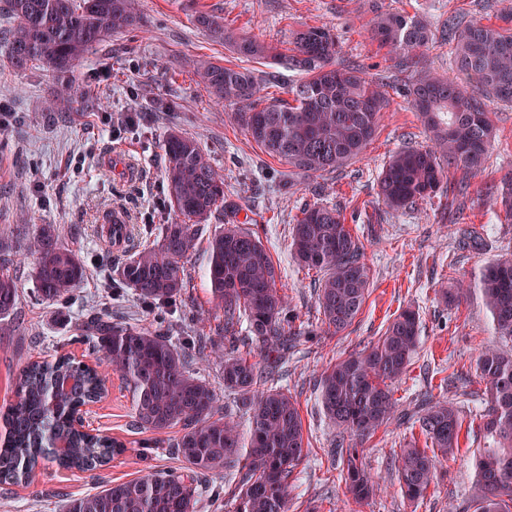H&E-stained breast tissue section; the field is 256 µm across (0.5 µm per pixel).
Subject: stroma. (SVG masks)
Wrapping results in <instances>:
<instances>
[{
	"label": "stroma",
	"mask_w": 512,
	"mask_h": 512,
	"mask_svg": "<svg viewBox=\"0 0 512 512\" xmlns=\"http://www.w3.org/2000/svg\"><path fill=\"white\" fill-rule=\"evenodd\" d=\"M142 28L112 34L80 61L76 86L93 105L85 112L54 108L60 84L34 64L14 66L8 38L17 25L0 0V104L8 127L0 132V271L18 287L14 311L0 317V410L16 399V378L28 362L59 354L93 363L96 353L76 339L75 323L104 308L114 319L138 326L154 316L130 289L112 287L124 259L109 243L101 217L121 210L135 242L158 241L161 225L174 221L164 207L166 136L173 131L195 137L212 166L224 177L228 202L250 210L253 228L271 256L276 284L301 322L314 324L318 311L315 274L303 270L290 249L291 227L301 209L325 204L340 210L363 247L370 268V294L353 324L339 336L319 335L288 359L289 394L296 398L309 441L297 466L289 512H457L474 492V462L486 447L478 414L486 386L477 372L485 348L502 347L480 296L460 305L439 294L454 279L470 280L489 262L512 258V223H506L488 187L512 172V105L487 101L496 138L482 171L472 176L451 169L447 190L411 210L393 211L377 198V177L387 156L404 146L427 145L417 112L400 93L425 71L452 75L449 24L480 20L500 26L512 13V0H133ZM419 15L434 41L419 62L396 69L370 34L377 10ZM222 17L229 28L286 51L292 34L325 27L340 41L339 66L357 65L373 79L387 80L388 105L366 151L340 173L289 180L288 167L270 157L199 84V61H234L223 40L198 28V12ZM137 126L115 134L130 114ZM53 225L62 246L86 269L69 305L48 304L37 292L38 256L24 242L36 227ZM470 225L487 239L484 250L470 249L459 233ZM224 215L214 212L188 259L186 295L206 326L223 313L216 308L205 278L208 241L222 230ZM418 310L421 342L414 364L392 385L397 408L412 413L422 396L463 402L459 452L439 465L423 500L399 492L392 458L408 442L424 444L418 427L406 419L379 428L359 446L364 467L379 485L375 496L355 503L334 464L339 435L319 402L322 372L350 352L377 340L405 309ZM108 393L86 415V429L122 444L123 452L93 471L65 470L44 462L16 483L0 484V512H61L64 500L98 492L154 468L180 465L164 436L132 426L129 392L117 374L108 376Z\"/></svg>",
	"instance_id": "1"
}]
</instances>
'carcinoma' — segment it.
I'll return each mask as SVG.
<instances>
[{
	"instance_id": "carcinoma-1",
	"label": "carcinoma",
	"mask_w": 512,
	"mask_h": 512,
	"mask_svg": "<svg viewBox=\"0 0 512 512\" xmlns=\"http://www.w3.org/2000/svg\"><path fill=\"white\" fill-rule=\"evenodd\" d=\"M17 19L10 36L14 64L38 62L53 78L69 76L84 55L106 36L140 24L132 0H7ZM197 24L224 38L243 61L271 58L301 71L305 78L286 90L288 99L264 100L253 72L237 64L205 61L194 72L218 103L236 108L235 121L271 157L288 165V179L342 170L361 156L375 137L387 105V84L359 68L339 67L336 35L309 27L293 36L292 53L239 34L220 17L196 15ZM372 39L408 68L432 41L417 16L382 11L372 20ZM455 43L456 76H422L407 95L428 132L429 144L389 155L378 179V195L391 210L411 208L431 197L445 169L466 173L484 167L495 137L482 98L512 103V26L458 22L449 30ZM68 112H84L89 102L73 82L63 84L60 100ZM168 204L183 217L166 224L152 246L136 245L117 269L119 284L131 289L147 309L171 306L188 287L185 263L204 231L205 221L221 210L224 228L209 241L206 280L224 324L215 335L186 337L199 353L220 364L224 391L248 417L244 433L218 408L214 386L198 375L185 349L173 342L169 325L153 329L114 323L100 314L78 326L80 336L100 355L93 370L60 357L25 366L17 380L16 402L4 413L0 440V481L30 477L39 461L92 470L121 452L107 436L73 429L79 407L106 390L108 371L120 375L132 399L137 430L165 433L180 427L170 447L183 467L178 472L149 470L106 485L101 491L65 500L64 512H198L202 479L223 472L234 484L236 512H288L294 470L304 458V431L296 400L279 385L286 375L288 352L315 329L295 325L297 313L276 287L272 260L256 232L239 220L240 208L224 197V178L210 164L198 140L171 133L165 140ZM495 203L512 220V177L492 191ZM297 262L321 273L316 288L321 324L345 331L362 311L370 288V269L362 246L340 211L327 205L301 210L292 227ZM39 255L38 291L52 304L67 302L84 279L85 267L58 244L55 229L39 227L25 244ZM480 294L496 333L512 341V259L484 268L464 285L444 289L447 302ZM14 280L0 274V315L17 304ZM246 335H240L239 327ZM420 345L418 312L396 316L378 340L327 368L319 382L320 402L339 435H373L395 418L393 381L407 373ZM477 371L486 384L481 414L493 446L475 460L478 495L474 512H512V350L485 349ZM430 448L407 444L394 459L400 493L411 501L426 496L439 459L455 455L462 427L461 410L448 401H430L416 414ZM65 451H55V443ZM336 468L352 498L361 502L374 491L362 468L358 448H339Z\"/></svg>"
}]
</instances>
